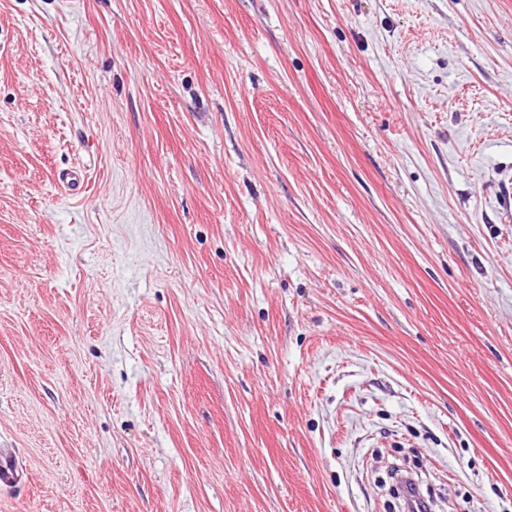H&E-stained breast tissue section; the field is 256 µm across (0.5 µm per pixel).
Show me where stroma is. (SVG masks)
<instances>
[{"label": "stroma", "instance_id": "1", "mask_svg": "<svg viewBox=\"0 0 512 512\" xmlns=\"http://www.w3.org/2000/svg\"><path fill=\"white\" fill-rule=\"evenodd\" d=\"M506 171L512 0H0V512H512Z\"/></svg>", "mask_w": 512, "mask_h": 512}]
</instances>
